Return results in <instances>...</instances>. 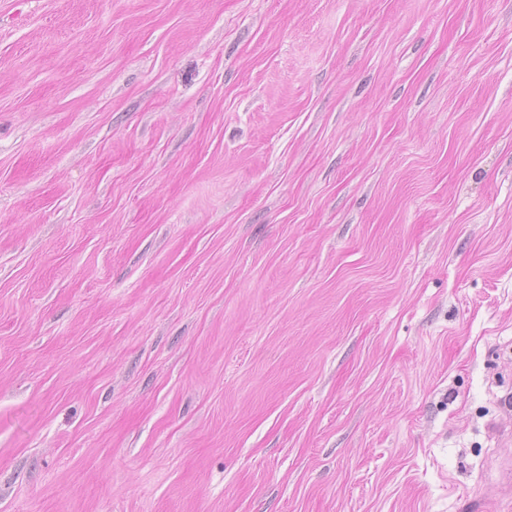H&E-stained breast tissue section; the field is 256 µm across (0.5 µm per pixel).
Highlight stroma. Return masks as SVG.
Wrapping results in <instances>:
<instances>
[{
    "label": "stroma",
    "instance_id": "obj_1",
    "mask_svg": "<svg viewBox=\"0 0 512 512\" xmlns=\"http://www.w3.org/2000/svg\"><path fill=\"white\" fill-rule=\"evenodd\" d=\"M512 0H0V512H512Z\"/></svg>",
    "mask_w": 512,
    "mask_h": 512
}]
</instances>
